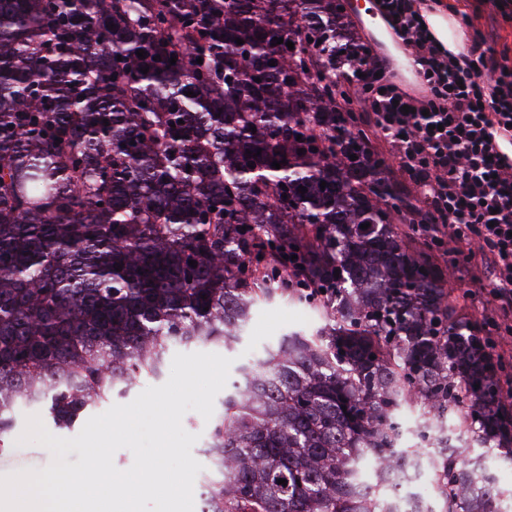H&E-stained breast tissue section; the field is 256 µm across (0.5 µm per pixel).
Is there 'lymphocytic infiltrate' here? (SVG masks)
Wrapping results in <instances>:
<instances>
[{
	"label": "lymphocytic infiltrate",
	"instance_id": "f902f5d3",
	"mask_svg": "<svg viewBox=\"0 0 512 512\" xmlns=\"http://www.w3.org/2000/svg\"><path fill=\"white\" fill-rule=\"evenodd\" d=\"M398 40L410 50L420 87L413 93L381 81L370 45L351 76L358 79L374 128L391 154L393 175L423 205L414 230L435 261L453 268L477 262L480 276L458 294L463 310L482 304L480 326L499 363L512 361V66L476 34L455 54L425 26L426 0H380Z\"/></svg>",
	"mask_w": 512,
	"mask_h": 512
}]
</instances>
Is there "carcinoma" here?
I'll return each instance as SVG.
<instances>
[{"label": "carcinoma", "instance_id": "1", "mask_svg": "<svg viewBox=\"0 0 512 512\" xmlns=\"http://www.w3.org/2000/svg\"><path fill=\"white\" fill-rule=\"evenodd\" d=\"M100 2L0 0V449L23 409L69 429L288 301L322 325L239 367L205 512H401L376 488L420 455L409 404L454 425L431 458L458 495L427 512H500L453 442L512 457L497 360L404 227L421 204L354 104L341 0Z\"/></svg>", "mask_w": 512, "mask_h": 512}]
</instances>
